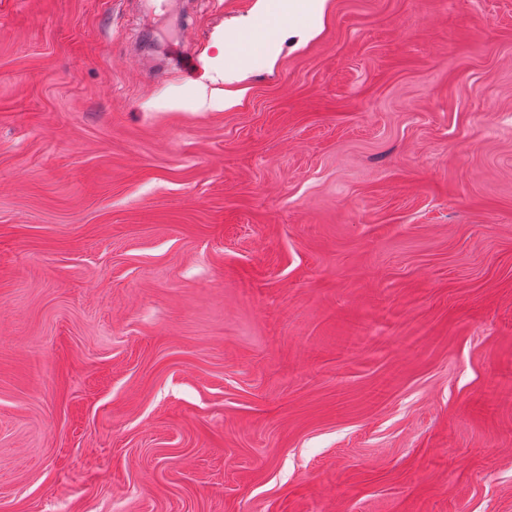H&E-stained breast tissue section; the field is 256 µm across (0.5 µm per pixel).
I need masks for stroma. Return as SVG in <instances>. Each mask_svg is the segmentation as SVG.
Masks as SVG:
<instances>
[{"label":"stroma","mask_w":512,"mask_h":512,"mask_svg":"<svg viewBox=\"0 0 512 512\" xmlns=\"http://www.w3.org/2000/svg\"><path fill=\"white\" fill-rule=\"evenodd\" d=\"M257 2L0 0V512H512V0ZM169 60L171 66L182 74L195 70L199 66L198 57L185 50L181 41H177V44L171 49ZM225 57L226 51L224 54V50H220L218 56L214 59V65L205 75V78L212 84L224 82V86L231 85L240 79V72L237 71V67L228 65ZM223 60L224 64H222Z\"/></svg>","instance_id":"35a3bbf8"}]
</instances>
